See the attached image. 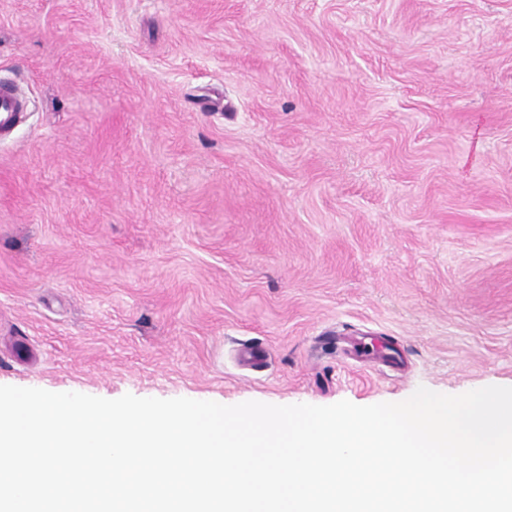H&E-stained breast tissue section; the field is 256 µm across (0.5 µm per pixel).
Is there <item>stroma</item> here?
Here are the masks:
<instances>
[{
	"mask_svg": "<svg viewBox=\"0 0 512 512\" xmlns=\"http://www.w3.org/2000/svg\"><path fill=\"white\" fill-rule=\"evenodd\" d=\"M0 75V385H512V0H0ZM28 112L26 99L11 82L0 81V133L8 132L23 113Z\"/></svg>",
	"mask_w": 512,
	"mask_h": 512,
	"instance_id": "35a3bbf8",
	"label": "stroma"
}]
</instances>
